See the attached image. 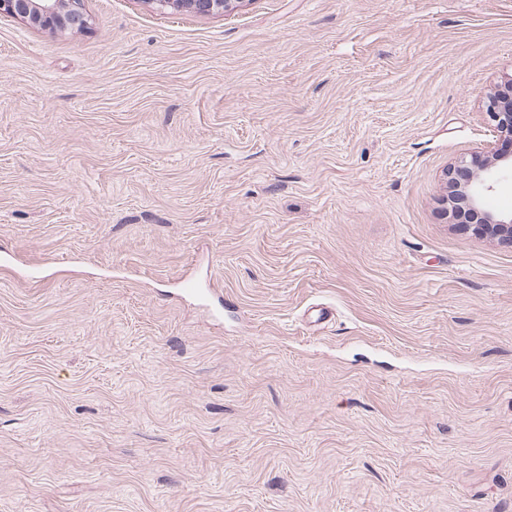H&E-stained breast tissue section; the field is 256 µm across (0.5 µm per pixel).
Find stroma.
Instances as JSON below:
<instances>
[{
  "label": "stroma",
  "mask_w": 512,
  "mask_h": 512,
  "mask_svg": "<svg viewBox=\"0 0 512 512\" xmlns=\"http://www.w3.org/2000/svg\"><path fill=\"white\" fill-rule=\"evenodd\" d=\"M86 9L0 15V512H512V245L443 180L512 0ZM86 0H0V15L18 18L49 32L83 30L88 26Z\"/></svg>",
  "instance_id": "35a3bbf8"
}]
</instances>
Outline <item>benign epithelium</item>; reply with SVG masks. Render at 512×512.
Listing matches in <instances>:
<instances>
[{"instance_id":"obj_1","label":"benign epithelium","mask_w":512,"mask_h":512,"mask_svg":"<svg viewBox=\"0 0 512 512\" xmlns=\"http://www.w3.org/2000/svg\"><path fill=\"white\" fill-rule=\"evenodd\" d=\"M158 10H188L201 15H223L235 8L238 0H145ZM86 0H0V15L18 18L49 32L83 30L88 26ZM486 112L499 133L500 145L486 154L474 153L448 166L444 180L455 200L464 204L478 220V232H491L512 244V212L497 213L488 208L487 193L493 190L505 166L512 167V101L493 97Z\"/></svg>"}]
</instances>
